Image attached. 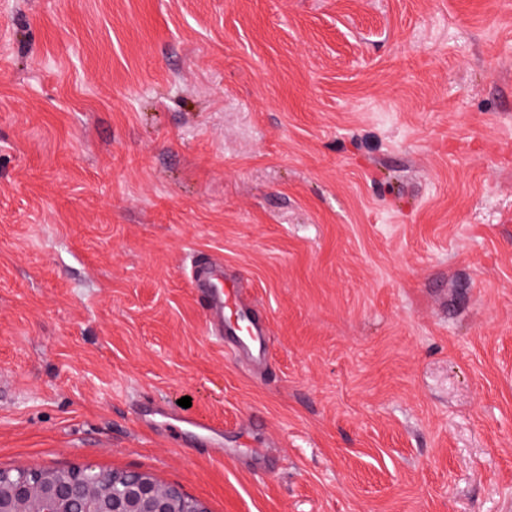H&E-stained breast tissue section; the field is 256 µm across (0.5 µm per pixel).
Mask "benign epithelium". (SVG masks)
Wrapping results in <instances>:
<instances>
[{
    "mask_svg": "<svg viewBox=\"0 0 512 512\" xmlns=\"http://www.w3.org/2000/svg\"><path fill=\"white\" fill-rule=\"evenodd\" d=\"M41 472L38 466L17 472L1 468L0 512H22L23 504L34 505L31 512H209L202 501L157 484L145 472H107L85 463L70 469L65 480L45 485ZM92 478L119 483L122 489L102 499L92 489Z\"/></svg>",
    "mask_w": 512,
    "mask_h": 512,
    "instance_id": "7a95c632",
    "label": "benign epithelium"
}]
</instances>
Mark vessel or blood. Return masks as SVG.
I'll return each mask as SVG.
<instances>
[{
    "instance_id": "1",
    "label": "vessel or blood",
    "mask_w": 512,
    "mask_h": 512,
    "mask_svg": "<svg viewBox=\"0 0 512 512\" xmlns=\"http://www.w3.org/2000/svg\"><path fill=\"white\" fill-rule=\"evenodd\" d=\"M191 279L203 304L208 335L224 340L226 348L245 355L255 365H266L270 342L266 319L242 286L225 276L223 258L197 263L191 269ZM186 425L207 451L221 452V427L192 419Z\"/></svg>"
}]
</instances>
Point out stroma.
Segmentation results:
<instances>
[{"instance_id":"1","label":"stroma","mask_w":512,"mask_h":512,"mask_svg":"<svg viewBox=\"0 0 512 512\" xmlns=\"http://www.w3.org/2000/svg\"><path fill=\"white\" fill-rule=\"evenodd\" d=\"M88 461L209 512H512V0H0V468ZM191 279L205 313L210 336L248 357L255 365L268 363L270 332L265 317L239 283L224 275V259L211 257L191 269ZM177 421L190 428L191 432L202 440L206 452L224 455L226 450L221 447L224 445V430L221 427L183 417H180Z\"/></svg>"}]
</instances>
